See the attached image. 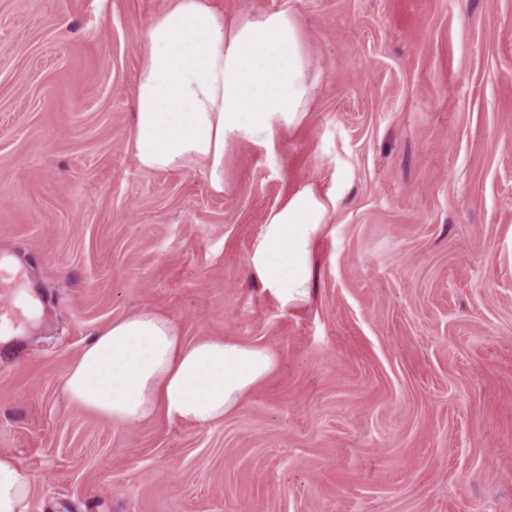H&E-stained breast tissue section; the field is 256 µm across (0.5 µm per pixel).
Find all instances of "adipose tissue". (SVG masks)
Instances as JSON below:
<instances>
[{"label":"adipose tissue","instance_id":"obj_1","mask_svg":"<svg viewBox=\"0 0 512 512\" xmlns=\"http://www.w3.org/2000/svg\"><path fill=\"white\" fill-rule=\"evenodd\" d=\"M134 156L140 167L201 168L224 191L228 144L300 124L318 77L300 23L289 10L225 18L209 0H170L144 38ZM333 198L296 189L256 232L250 266L281 306L305 302L312 251ZM275 365L270 348L231 338L186 340L180 325L152 310L98 330L63 379L69 402L121 426L163 413L207 428L222 420ZM32 475L0 452V512H26Z\"/></svg>","mask_w":512,"mask_h":512}]
</instances>
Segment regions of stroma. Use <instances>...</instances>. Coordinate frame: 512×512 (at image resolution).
<instances>
[{
    "label": "stroma",
    "instance_id": "stroma-1",
    "mask_svg": "<svg viewBox=\"0 0 512 512\" xmlns=\"http://www.w3.org/2000/svg\"><path fill=\"white\" fill-rule=\"evenodd\" d=\"M291 10L306 119L230 145L226 190L134 157L168 0H0V253L41 300L0 339V451L28 512H512V0H211ZM303 185L335 197L307 302L249 267ZM141 309L270 348L222 421L135 426L62 380Z\"/></svg>",
    "mask_w": 512,
    "mask_h": 512
}]
</instances>
